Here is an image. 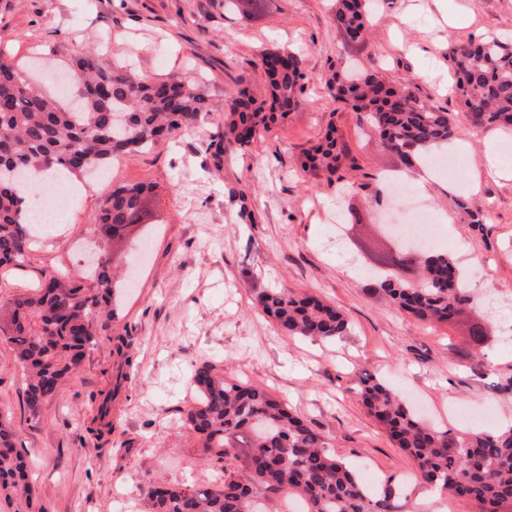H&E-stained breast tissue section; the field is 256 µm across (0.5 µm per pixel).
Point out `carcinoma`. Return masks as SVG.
<instances>
[{
  "label": "carcinoma",
  "instance_id": "1",
  "mask_svg": "<svg viewBox=\"0 0 512 512\" xmlns=\"http://www.w3.org/2000/svg\"><path fill=\"white\" fill-rule=\"evenodd\" d=\"M246 19L268 8L266 0H230ZM331 21L346 43L362 46L371 35L369 0H336ZM457 99L481 126L512 127V46L496 37L470 40L450 49ZM256 66L268 98L248 90L224 101L226 153H242L262 132L305 104L304 58L288 49L260 54ZM80 107L28 92V73L0 55V266H20L31 247L26 208L27 185L53 171L76 174L100 169L119 155L142 152L212 111L207 96L182 79L153 82L125 67L82 53L72 70ZM333 98L377 134L381 146L410 168L433 145L452 136V113L421 101L405 85L385 81L379 72L344 70L326 81ZM342 146L331 127L301 163L305 173H338ZM150 184L112 190L100 214L112 240L123 241L152 223ZM417 286L389 277L376 279L375 292L420 322L453 321L473 303L462 271L446 254L432 253L421 265ZM116 278L108 259L98 262L90 283H65L48 276L35 296L19 295L0 303V335L13 345L29 379L24 403L35 414L53 398L63 381L80 367L108 329L106 309ZM260 310L291 336L332 341L347 333L348 322L336 307L313 296L273 289L257 297ZM133 338L114 337V353L132 363ZM199 398L186 411V424L204 452L224 463V482L189 488L148 480L143 493L155 512H262L261 500L288 490L308 504L307 512H389L398 490L376 497L334 453L325 437L263 388L230 382L204 363L193 376ZM368 413L393 445L414 461L421 483L473 502L479 512H500L512 502V427L476 431L434 427L417 417L390 386L370 375L359 391ZM26 455L16 433L0 421V500L9 512H32ZM231 459L236 468L225 461Z\"/></svg>",
  "mask_w": 512,
  "mask_h": 512
}]
</instances>
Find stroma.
I'll list each match as a JSON object with an SVG mask.
<instances>
[{"label": "stroma", "instance_id": "obj_1", "mask_svg": "<svg viewBox=\"0 0 512 512\" xmlns=\"http://www.w3.org/2000/svg\"><path fill=\"white\" fill-rule=\"evenodd\" d=\"M330 0H269L244 20L224 0H0V53L30 75L39 93L57 94L59 75L85 47L155 81L188 79L214 110L197 125L143 153L110 161L101 180L80 177V198L57 223L35 230L23 266L0 267V297L36 293L45 276L84 279L105 233L99 213L120 185L150 183L149 248L110 253L130 273L107 335L39 414L23 402L25 377L0 337V420L17 433L32 465L36 512H151L146 475L191 486L220 470L185 427L209 362L229 381L283 400L375 488L400 494L392 512H474L465 499L420 502L412 459L365 411L360 379L372 374L441 427L494 431L512 423V175L486 173L485 144L512 143V130L474 125L457 102L451 45L512 34V0H377L367 46H347L330 22ZM271 48L298 49L305 105L255 138L245 154L215 151L223 105L240 89L265 84L255 63ZM391 83L412 82L422 101L449 109L463 181L439 175L426 194L405 184L396 195L381 179L402 164L329 94L328 74L349 65ZM345 145L339 180L302 175L300 163L327 127ZM422 200L439 233L426 251H467L474 305L452 323H419L370 290L369 269L415 223ZM484 208L470 224L459 200ZM273 288L307 292L341 309L350 327L332 342L287 336L256 307ZM484 337L475 341L474 326ZM135 338L133 367L119 366L110 336ZM113 390L112 432L94 438L92 394Z\"/></svg>", "mask_w": 512, "mask_h": 512}]
</instances>
